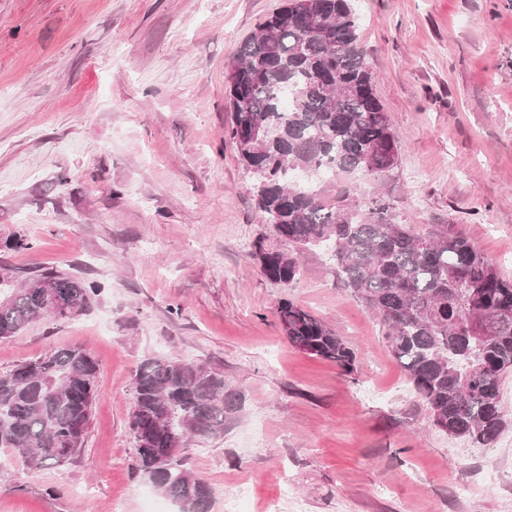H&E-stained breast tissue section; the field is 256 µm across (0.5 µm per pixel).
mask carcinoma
Listing matches in <instances>:
<instances>
[{
	"label": "carcinoma",
	"mask_w": 512,
	"mask_h": 512,
	"mask_svg": "<svg viewBox=\"0 0 512 512\" xmlns=\"http://www.w3.org/2000/svg\"><path fill=\"white\" fill-rule=\"evenodd\" d=\"M359 28L352 0H288L237 49L227 73L229 134L262 218L294 249L259 246L256 257L268 279L289 283L296 252L331 251L346 287L386 327L430 425L490 448L503 429L502 380L512 372V282L462 235L421 233L398 221L384 198L358 201L352 183L311 185L325 169L375 179L398 159ZM3 272L0 339L39 316L77 317L100 292L56 271L17 288L15 273ZM45 279L52 290L41 286ZM277 314L292 346L354 370L353 351L324 321L289 301ZM97 394V365L82 347L0 372V448L21 451L35 469L66 463L84 445ZM133 394L138 471L179 512H209L211 490L180 454L191 439L224 434V418L238 408L224 374L152 357L136 373Z\"/></svg>",
	"instance_id": "cac0c4a2"
}]
</instances>
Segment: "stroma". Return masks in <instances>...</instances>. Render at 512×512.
Returning <instances> with one entry per match:
<instances>
[{
    "mask_svg": "<svg viewBox=\"0 0 512 512\" xmlns=\"http://www.w3.org/2000/svg\"><path fill=\"white\" fill-rule=\"evenodd\" d=\"M283 0H0V267L100 285L74 319L0 340V371L90 352L98 396L79 455L28 468L0 448V512H176L132 464L133 381L153 356L223 372L224 434L183 465L210 512H512V375L494 447L430 429L378 317L328 254L286 250L227 129L226 73ZM397 164L360 178L419 230L460 231L512 280V0H355ZM15 238L22 248L10 247ZM289 300L328 323L353 372L289 344Z\"/></svg>",
    "mask_w": 512,
    "mask_h": 512,
    "instance_id": "stroma-1",
    "label": "stroma"
}]
</instances>
